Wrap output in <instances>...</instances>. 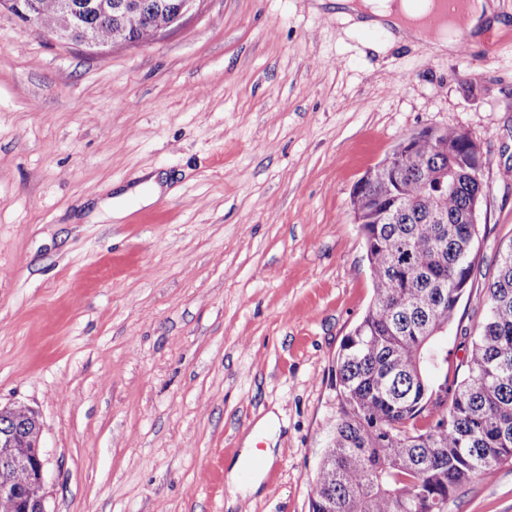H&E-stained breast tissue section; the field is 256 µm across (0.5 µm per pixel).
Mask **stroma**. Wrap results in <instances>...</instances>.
I'll return each mask as SVG.
<instances>
[{"label":"stroma","mask_w":512,"mask_h":512,"mask_svg":"<svg viewBox=\"0 0 512 512\" xmlns=\"http://www.w3.org/2000/svg\"><path fill=\"white\" fill-rule=\"evenodd\" d=\"M493 3L444 54L331 0H199L100 52L0 8V409L39 417L48 512H309L373 294L356 182L416 130L467 132L489 187L472 296L512 241V0ZM153 176L149 204L104 211ZM483 316L460 302L449 376ZM269 447L277 493L237 491L232 464ZM447 510L512 512V461ZM167 1L168 4H175L177 0H164ZM199 0H180L179 3L175 4L172 8H167V24L163 28H148L145 29L141 35L144 40L135 42V43H147L150 42L157 37H159L161 34L164 33L167 29L176 27L178 24L181 23L182 19L190 13L194 8L196 3Z\"/></svg>","instance_id":"stroma-1"}]
</instances>
